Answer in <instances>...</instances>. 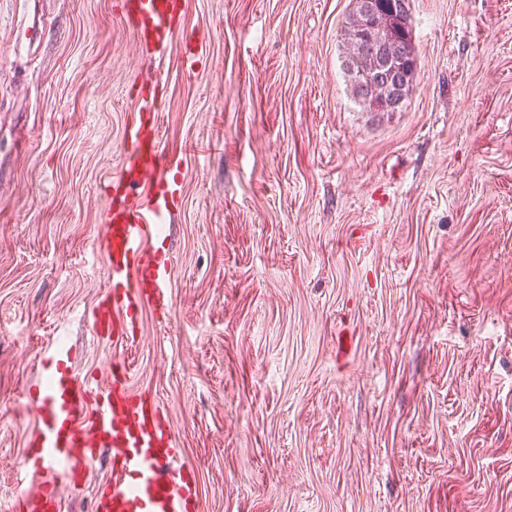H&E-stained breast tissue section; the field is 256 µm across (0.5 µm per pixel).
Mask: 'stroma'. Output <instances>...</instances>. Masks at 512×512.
<instances>
[{"mask_svg": "<svg viewBox=\"0 0 512 512\" xmlns=\"http://www.w3.org/2000/svg\"><path fill=\"white\" fill-rule=\"evenodd\" d=\"M119 0H0V512L49 348L124 357L201 512H512V0H412L415 90L354 101L351 0H185L149 55ZM161 78L171 306L94 337L105 187Z\"/></svg>", "mask_w": 512, "mask_h": 512, "instance_id": "obj_1", "label": "stroma"}]
</instances>
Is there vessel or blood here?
I'll use <instances>...</instances> for the list:
<instances>
[{
    "instance_id": "b4317fda",
    "label": "vessel or blood",
    "mask_w": 512,
    "mask_h": 512,
    "mask_svg": "<svg viewBox=\"0 0 512 512\" xmlns=\"http://www.w3.org/2000/svg\"><path fill=\"white\" fill-rule=\"evenodd\" d=\"M183 11L184 0H122L143 51L161 55L176 47L192 65L206 49L183 26ZM158 86H141L125 129V162L107 189L108 286L90 319L102 339H128L143 306L170 303V258L149 244L179 197L158 133ZM28 403L39 436L23 463L28 482L15 512H61L60 487L81 485L104 454L110 472L95 488L94 512H200L196 473L177 464L171 427L159 403L132 388L125 358L115 357L106 378L91 385L78 380L68 351L54 350L48 380Z\"/></svg>"
}]
</instances>
